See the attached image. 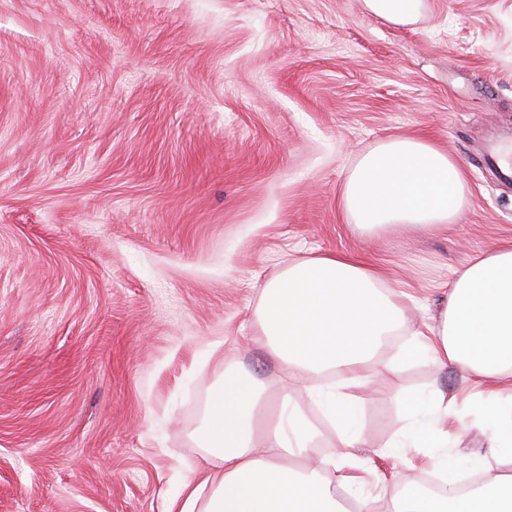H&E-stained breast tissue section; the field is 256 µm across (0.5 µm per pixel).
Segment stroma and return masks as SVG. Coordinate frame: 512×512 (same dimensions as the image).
Listing matches in <instances>:
<instances>
[{"mask_svg": "<svg viewBox=\"0 0 512 512\" xmlns=\"http://www.w3.org/2000/svg\"><path fill=\"white\" fill-rule=\"evenodd\" d=\"M421 134L462 164L436 232L358 233V159ZM512 0H424L394 26L363 0H0V512H167L199 460L221 366L277 395L257 345L267 280L344 255L414 297L512 239ZM457 398L448 443L487 454L456 367L353 389L365 489L397 399Z\"/></svg>", "mask_w": 512, "mask_h": 512, "instance_id": "35a3bbf8", "label": "stroma"}]
</instances>
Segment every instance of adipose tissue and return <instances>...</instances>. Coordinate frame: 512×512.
Returning <instances> with one entry per match:
<instances>
[{
	"instance_id": "obj_1",
	"label": "adipose tissue",
	"mask_w": 512,
	"mask_h": 512,
	"mask_svg": "<svg viewBox=\"0 0 512 512\" xmlns=\"http://www.w3.org/2000/svg\"><path fill=\"white\" fill-rule=\"evenodd\" d=\"M341 202L361 234L389 227L436 231L455 223L468 204L460 163L423 136L394 135L363 155L347 177ZM437 313L410 327L402 297L384 292L377 271L336 255L289 262L267 281L256 309V340L285 383L309 389L334 432L339 459H350L361 430L348 395L419 363L458 368L478 388L479 413L492 448L476 459L448 444L454 399L438 386L399 397L403 426L380 455L401 459L427 448L446 480L474 465L488 478L468 492L437 494L390 478L401 491L364 512H512V242L472 257L439 288ZM408 339L386 361L378 354L396 331ZM207 409L202 463L189 476L176 512H347L357 477L339 475L314 458L315 426L282 394L277 424L259 434L265 388L244 366L228 367Z\"/></svg>"
}]
</instances>
